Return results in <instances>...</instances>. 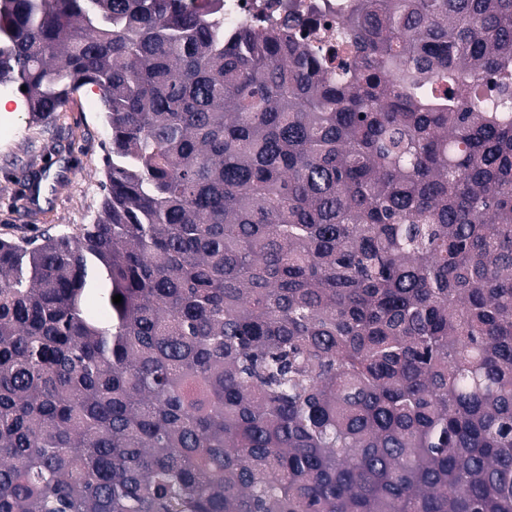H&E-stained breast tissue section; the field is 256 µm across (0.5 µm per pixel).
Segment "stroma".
I'll return each mask as SVG.
<instances>
[{"instance_id":"1","label":"stroma","mask_w":512,"mask_h":512,"mask_svg":"<svg viewBox=\"0 0 512 512\" xmlns=\"http://www.w3.org/2000/svg\"><path fill=\"white\" fill-rule=\"evenodd\" d=\"M8 97L0 112V239L38 241L92 223L104 196L108 138L98 91L83 88L47 126L30 124L16 91ZM40 174L48 191L33 206L26 188Z\"/></svg>"}]
</instances>
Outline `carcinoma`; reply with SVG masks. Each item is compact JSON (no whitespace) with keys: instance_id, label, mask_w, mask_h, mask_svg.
Masks as SVG:
<instances>
[{"instance_id":"1","label":"carcinoma","mask_w":512,"mask_h":512,"mask_svg":"<svg viewBox=\"0 0 512 512\" xmlns=\"http://www.w3.org/2000/svg\"><path fill=\"white\" fill-rule=\"evenodd\" d=\"M222 7L0 0L109 136L93 223L0 239V512H512V0ZM224 35L242 21L259 27L280 26L288 15L299 16L308 24L333 21L349 11L355 0H223Z\"/></svg>"}]
</instances>
